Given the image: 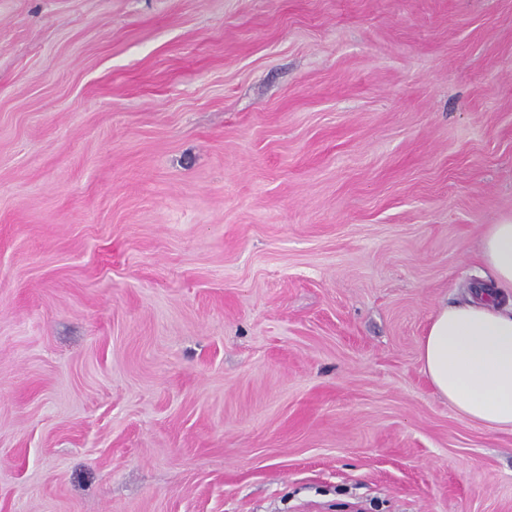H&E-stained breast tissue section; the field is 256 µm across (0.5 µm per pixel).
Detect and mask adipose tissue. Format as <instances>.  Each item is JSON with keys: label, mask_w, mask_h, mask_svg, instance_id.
<instances>
[{"label": "adipose tissue", "mask_w": 512, "mask_h": 512, "mask_svg": "<svg viewBox=\"0 0 512 512\" xmlns=\"http://www.w3.org/2000/svg\"><path fill=\"white\" fill-rule=\"evenodd\" d=\"M480 258L492 281L438 307L419 346L437 394L465 421L512 431V217L488 225Z\"/></svg>", "instance_id": "ef3b65f1"}]
</instances>
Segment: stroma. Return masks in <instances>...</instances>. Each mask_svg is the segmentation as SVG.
<instances>
[{
  "mask_svg": "<svg viewBox=\"0 0 512 512\" xmlns=\"http://www.w3.org/2000/svg\"><path fill=\"white\" fill-rule=\"evenodd\" d=\"M511 216L512 0H0V512H512ZM480 258L492 281L442 304L419 346L437 394L465 421L512 431V217L487 225Z\"/></svg>",
  "mask_w": 512,
  "mask_h": 512,
  "instance_id": "stroma-1",
  "label": "stroma"
}]
</instances>
